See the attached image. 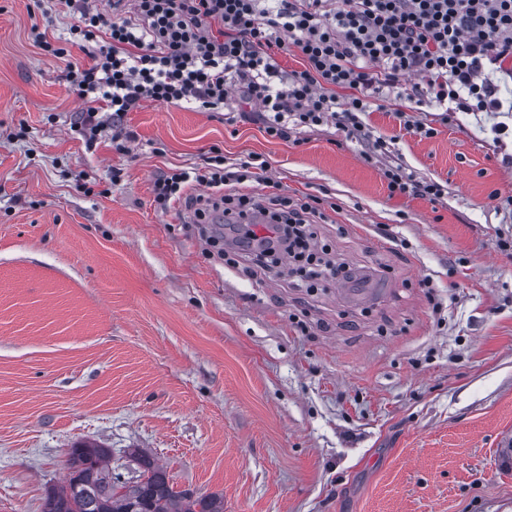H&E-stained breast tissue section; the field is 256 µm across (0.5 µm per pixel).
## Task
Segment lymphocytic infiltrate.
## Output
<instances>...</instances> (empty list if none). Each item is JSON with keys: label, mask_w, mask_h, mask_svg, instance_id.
<instances>
[{"label": "lymphocytic infiltrate", "mask_w": 512, "mask_h": 512, "mask_svg": "<svg viewBox=\"0 0 512 512\" xmlns=\"http://www.w3.org/2000/svg\"><path fill=\"white\" fill-rule=\"evenodd\" d=\"M70 3L73 39L98 46L92 66H66L71 89L89 104L73 124L89 145L147 101L207 112L249 106L279 139L331 120L354 135L378 94L410 74L422 81L420 97L446 111L497 112L493 77L512 74V0H108L105 14L91 0ZM277 49L300 54L303 69L282 73ZM268 169L261 157L231 163L219 151L204 167L157 178L154 201L165 210L189 200L238 217V248L257 268L283 253L301 261L309 285L339 277L341 267L310 251L320 198L273 191ZM383 177L394 195H442L441 184L398 164ZM195 184L207 196H190ZM255 185L269 188L273 207L274 233L262 239L242 221L257 206Z\"/></svg>", "instance_id": "obj_1"}]
</instances>
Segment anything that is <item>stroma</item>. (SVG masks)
<instances>
[{
	"instance_id": "obj_1",
	"label": "stroma",
	"mask_w": 512,
	"mask_h": 512,
	"mask_svg": "<svg viewBox=\"0 0 512 512\" xmlns=\"http://www.w3.org/2000/svg\"><path fill=\"white\" fill-rule=\"evenodd\" d=\"M73 22L68 0H0V512H42L78 441L140 449L224 512H512V112L425 105L421 137L395 114L409 75L362 117L375 154L331 124L294 142L155 102L124 116L126 149H89ZM216 148L322 198L318 246L379 296L210 259L153 183ZM391 164L442 198L390 195Z\"/></svg>"
}]
</instances>
